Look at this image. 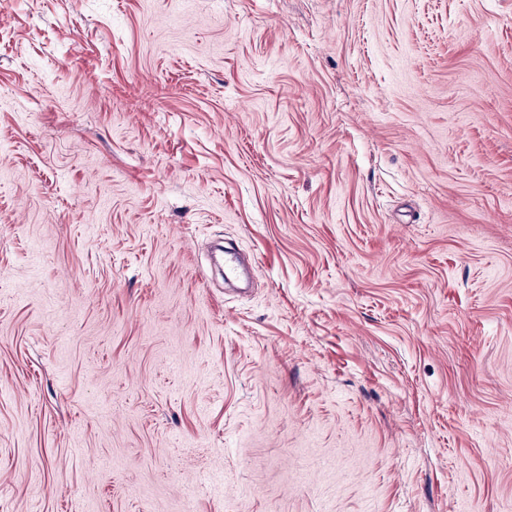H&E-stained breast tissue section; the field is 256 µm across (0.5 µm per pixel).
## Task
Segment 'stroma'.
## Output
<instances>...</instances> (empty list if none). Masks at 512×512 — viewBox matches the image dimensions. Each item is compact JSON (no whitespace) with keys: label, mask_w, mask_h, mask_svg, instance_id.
<instances>
[{"label":"stroma","mask_w":512,"mask_h":512,"mask_svg":"<svg viewBox=\"0 0 512 512\" xmlns=\"http://www.w3.org/2000/svg\"><path fill=\"white\" fill-rule=\"evenodd\" d=\"M0 512H512V0H0Z\"/></svg>","instance_id":"35a3bbf8"}]
</instances>
